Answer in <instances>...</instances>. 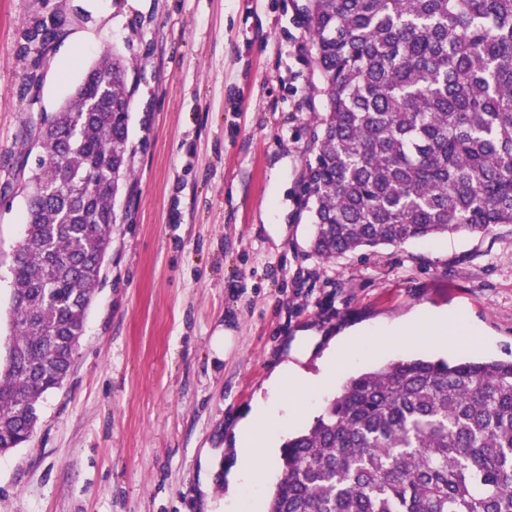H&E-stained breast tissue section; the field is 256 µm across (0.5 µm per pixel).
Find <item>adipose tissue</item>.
<instances>
[{"instance_id": "obj_1", "label": "adipose tissue", "mask_w": 512, "mask_h": 512, "mask_svg": "<svg viewBox=\"0 0 512 512\" xmlns=\"http://www.w3.org/2000/svg\"><path fill=\"white\" fill-rule=\"evenodd\" d=\"M359 337L356 331L345 333L335 349L325 356L319 375L311 376L288 365L269 380L267 397L258 399L252 414L237 429L239 466L232 479L233 490L239 491L255 483L274 456L271 433L281 424L283 389H292L298 395H312L326 387L352 352Z\"/></svg>"}]
</instances>
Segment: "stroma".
Returning a JSON list of instances; mask_svg holds the SVG:
<instances>
[{"instance_id": "35a3bbf8", "label": "stroma", "mask_w": 512, "mask_h": 512, "mask_svg": "<svg viewBox=\"0 0 512 512\" xmlns=\"http://www.w3.org/2000/svg\"><path fill=\"white\" fill-rule=\"evenodd\" d=\"M306 0H0V350L13 332L10 267L42 114L104 52L133 87L129 179L85 332L29 442L0 455V512H248L236 427L282 364L321 371L351 327L448 312L446 346H363L276 444L308 427L346 377L410 355L512 356V226L380 246L330 261L310 247L304 180L324 110ZM60 37L40 69L24 37ZM230 332L224 354L212 337ZM313 331L317 342L305 338ZM58 35V25L52 19L47 20L46 18L40 17L32 23L28 30L29 41L32 42L33 40H41L47 49L41 59H34L32 63L33 69L37 70L41 66L43 60L45 59V55L49 50V47L55 41Z\"/></svg>"}]
</instances>
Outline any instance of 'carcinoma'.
Wrapping results in <instances>:
<instances>
[{"mask_svg": "<svg viewBox=\"0 0 512 512\" xmlns=\"http://www.w3.org/2000/svg\"><path fill=\"white\" fill-rule=\"evenodd\" d=\"M325 111L305 193L334 259L512 224V0H307ZM43 17L28 39L47 47ZM133 91L102 56L46 113L13 254L0 454L27 443L84 334L128 180ZM269 512H512V359L401 357L288 437Z\"/></svg>", "mask_w": 512, "mask_h": 512, "instance_id": "1", "label": "carcinoma"}]
</instances>
